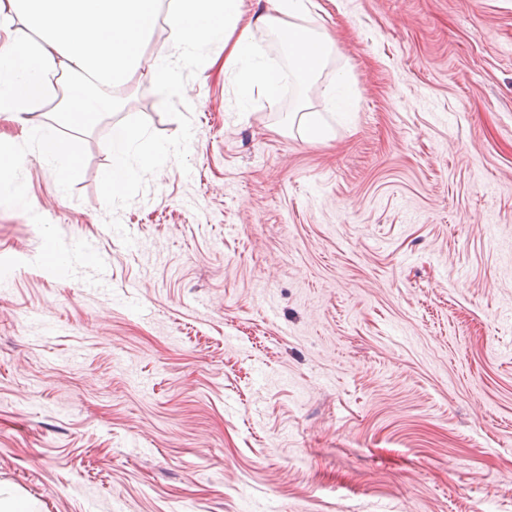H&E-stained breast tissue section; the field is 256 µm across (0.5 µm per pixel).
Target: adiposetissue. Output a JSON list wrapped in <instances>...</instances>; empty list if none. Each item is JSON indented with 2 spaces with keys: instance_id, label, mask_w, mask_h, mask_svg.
I'll return each instance as SVG.
<instances>
[{
  "instance_id": "ef3b65f1",
  "label": "adipose tissue",
  "mask_w": 512,
  "mask_h": 512,
  "mask_svg": "<svg viewBox=\"0 0 512 512\" xmlns=\"http://www.w3.org/2000/svg\"><path fill=\"white\" fill-rule=\"evenodd\" d=\"M310 5L272 0L269 13L250 16L245 0H0V117L23 123L60 94V119L90 126L111 108L112 93L145 73L161 97H180L173 62L143 65L141 48L162 15L183 63L194 59L203 41L221 37L225 72L238 76L244 91L258 88L276 98L283 72L264 61L259 34H286L287 72L301 81L313 79L337 52L329 32L311 35L298 27ZM74 74L99 84L104 96L68 83ZM36 145L59 182H66L78 164L71 146L49 129L38 130Z\"/></svg>"
}]
</instances>
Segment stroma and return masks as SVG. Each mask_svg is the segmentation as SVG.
<instances>
[{
  "label": "stroma",
  "mask_w": 512,
  "mask_h": 512,
  "mask_svg": "<svg viewBox=\"0 0 512 512\" xmlns=\"http://www.w3.org/2000/svg\"><path fill=\"white\" fill-rule=\"evenodd\" d=\"M339 51L242 103L224 44L0 180V491L23 512H512V0H314ZM345 80L331 140L292 122ZM169 148L106 193L114 124ZM93 248L69 278L46 242ZM36 145L43 160L52 168L60 184L75 171L78 158L71 146L50 129L37 130Z\"/></svg>",
  "instance_id": "stroma-1"
}]
</instances>
